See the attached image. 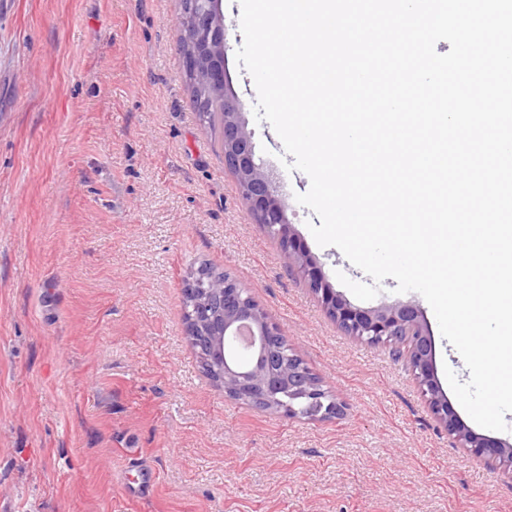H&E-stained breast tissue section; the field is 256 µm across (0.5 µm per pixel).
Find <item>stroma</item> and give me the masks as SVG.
<instances>
[{
  "label": "stroma",
  "mask_w": 512,
  "mask_h": 512,
  "mask_svg": "<svg viewBox=\"0 0 512 512\" xmlns=\"http://www.w3.org/2000/svg\"><path fill=\"white\" fill-rule=\"evenodd\" d=\"M225 68L257 162L336 291L273 127ZM181 0H0V512H512V479L438 424L410 364L345 335L257 224L181 74ZM230 274L341 403L291 419L225 397L185 332L183 281ZM435 373L470 372L427 301Z\"/></svg>",
  "instance_id": "1"
}]
</instances>
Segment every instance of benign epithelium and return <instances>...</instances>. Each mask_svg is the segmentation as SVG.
I'll list each match as a JSON object with an SVG mask.
<instances>
[{
    "instance_id": "obj_1",
    "label": "benign epithelium",
    "mask_w": 512,
    "mask_h": 512,
    "mask_svg": "<svg viewBox=\"0 0 512 512\" xmlns=\"http://www.w3.org/2000/svg\"><path fill=\"white\" fill-rule=\"evenodd\" d=\"M185 27L196 34V58L207 63L209 80L224 104V164L236 177L237 189L255 221L267 227L287 260L299 264L309 287L331 317L350 336L387 345L404 354L436 419L449 434L479 457L496 462L512 477V446L472 434L460 422L435 378L434 341L422 314L407 303L360 308L337 293L288 221L272 172L256 162L251 136L240 119V104L229 92L225 71L222 0H193ZM186 333L192 345L209 352L213 382L224 395L289 418L326 420L341 404L294 354L280 327L230 276L208 279L201 272L185 284Z\"/></svg>"
}]
</instances>
